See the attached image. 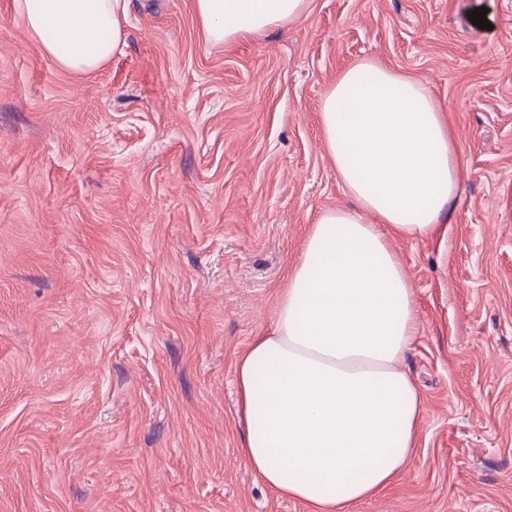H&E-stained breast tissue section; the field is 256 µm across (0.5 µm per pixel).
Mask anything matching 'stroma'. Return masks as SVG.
Masks as SVG:
<instances>
[{
	"instance_id": "obj_1",
	"label": "stroma",
	"mask_w": 512,
	"mask_h": 512,
	"mask_svg": "<svg viewBox=\"0 0 512 512\" xmlns=\"http://www.w3.org/2000/svg\"><path fill=\"white\" fill-rule=\"evenodd\" d=\"M364 58L447 113L464 177L445 233L389 241L423 419L351 512H512V0H309L231 44L131 0L88 73L0 0V512H309L246 463L235 362L351 203L319 112Z\"/></svg>"
}]
</instances>
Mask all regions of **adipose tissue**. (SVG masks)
Masks as SVG:
<instances>
[{"mask_svg": "<svg viewBox=\"0 0 512 512\" xmlns=\"http://www.w3.org/2000/svg\"><path fill=\"white\" fill-rule=\"evenodd\" d=\"M307 0H194L208 37L232 42L302 17ZM61 67H99L125 42L128 0H15ZM323 142L355 207L322 212L277 296L271 331L236 361L245 459L309 512H350L384 490L416 444L420 398L402 368L412 290L391 235L440 232L462 160L443 112L414 79L352 64L320 109Z\"/></svg>", "mask_w": 512, "mask_h": 512, "instance_id": "obj_1", "label": "adipose tissue"}]
</instances>
